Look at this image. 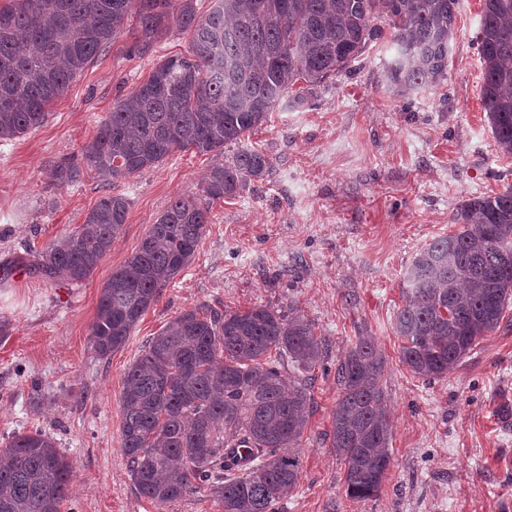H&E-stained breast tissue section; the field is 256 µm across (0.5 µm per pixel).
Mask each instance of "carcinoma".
<instances>
[{
	"label": "carcinoma",
	"instance_id": "carcinoma-1",
	"mask_svg": "<svg viewBox=\"0 0 512 512\" xmlns=\"http://www.w3.org/2000/svg\"><path fill=\"white\" fill-rule=\"evenodd\" d=\"M459 0H8L0 6V139L45 122L48 107L131 20L137 49L169 23L192 34L117 101L85 152L101 179L127 178L175 150L224 153L283 101L304 105L326 79L350 69L391 28L385 79L401 96L441 84ZM483 109L497 146L512 155V0H483L478 34ZM258 149L211 168L209 202L264 178ZM129 199L107 193L77 231L41 250L48 280L83 283L112 248ZM209 206L175 197L136 252L103 286L91 328L101 359L123 347L162 288L188 266ZM457 232L426 245L406 272L394 331L400 361L425 381L456 368L503 319L512 299V187L472 196L453 215ZM324 346L312 325L267 306L184 310L153 336L121 393V447L138 493L163 506L207 489L223 512H279L300 479L299 448L312 409V372ZM289 362L294 375L283 374ZM385 359L357 336L336 368L340 395L331 448L347 497L379 493L391 464L382 409ZM72 463L37 429L12 434L0 452V512H60Z\"/></svg>",
	"mask_w": 512,
	"mask_h": 512
}]
</instances>
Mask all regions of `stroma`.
Returning a JSON list of instances; mask_svg holds the SVG:
<instances>
[{
    "label": "stroma",
    "instance_id": "35a3bbf8",
    "mask_svg": "<svg viewBox=\"0 0 512 512\" xmlns=\"http://www.w3.org/2000/svg\"><path fill=\"white\" fill-rule=\"evenodd\" d=\"M482 0H459L446 79L409 97L388 89L389 40L371 44L351 72L327 79L299 108L280 107L223 155L175 151L104 187L83 153L116 100L157 63L189 50L172 31L134 52L126 30L77 75L23 137L0 139V448L19 430L50 434L73 465L62 512H221L206 491L157 506L135 489L121 451L120 395L147 340L179 312L293 308L326 357L315 369L313 412L299 485L281 512H512V306L458 367L416 378L399 360L395 316L415 254L456 232L462 200L512 186L481 101L476 41ZM272 166L239 196L214 202L196 257L159 294L126 345L92 350L103 284L136 251L175 196L202 200L212 165L239 147ZM71 161L80 175L54 177ZM128 197L125 224L92 277L72 286L32 267V249L75 230L106 193ZM386 359L392 464L373 498L347 497L327 436L336 367L355 337Z\"/></svg>",
    "mask_w": 512,
    "mask_h": 512
}]
</instances>
